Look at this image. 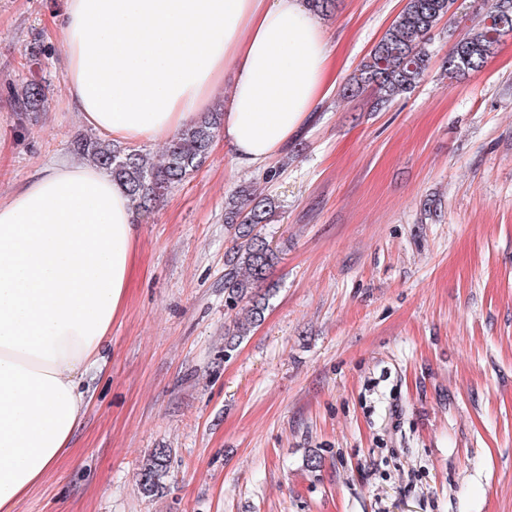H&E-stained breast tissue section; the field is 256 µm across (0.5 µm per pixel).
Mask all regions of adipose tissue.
Wrapping results in <instances>:
<instances>
[{"label":"adipose tissue","instance_id":"adipose-tissue-1","mask_svg":"<svg viewBox=\"0 0 512 512\" xmlns=\"http://www.w3.org/2000/svg\"><path fill=\"white\" fill-rule=\"evenodd\" d=\"M53 26L71 108L115 143L171 139L226 92L224 144L263 169L336 84L305 0H62ZM135 248L133 201L100 166L60 159L0 201V512L71 448Z\"/></svg>","mask_w":512,"mask_h":512}]
</instances>
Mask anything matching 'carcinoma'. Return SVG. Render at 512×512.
<instances>
[{"mask_svg":"<svg viewBox=\"0 0 512 512\" xmlns=\"http://www.w3.org/2000/svg\"><path fill=\"white\" fill-rule=\"evenodd\" d=\"M455 0H406L399 20L392 25L360 64L345 87L353 95L371 88L376 105L383 107L417 86L428 64L432 30L448 15ZM512 27V0H490L486 17L476 29L465 33L448 53V75L462 76L483 67ZM15 109L23 117L45 110L48 86L31 79L14 92ZM224 121L221 111L204 112L167 144L163 159L154 164L141 151L115 145L107 139L78 136L72 151L123 182L137 213L152 211L169 190L197 171L208 157L212 142ZM276 213L274 200L247 187L233 191L224 201V224L232 231V246L224 261V303L231 309L244 307L245 319H234L227 328L228 342L247 335L261 320L272 289L261 287L269 279L278 254L262 234ZM168 454L157 448L147 459L142 473V492L150 496L159 490L167 475Z\"/></svg>","mask_w":512,"mask_h":512,"instance_id":"cac0c4a2","label":"carcinoma"}]
</instances>
